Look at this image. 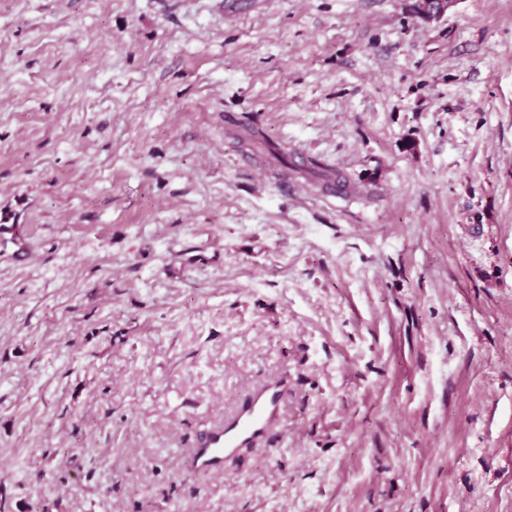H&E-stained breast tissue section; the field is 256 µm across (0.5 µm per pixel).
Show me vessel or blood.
I'll list each match as a JSON object with an SVG mask.
<instances>
[{
  "instance_id": "1",
  "label": "vessel or blood",
  "mask_w": 512,
  "mask_h": 512,
  "mask_svg": "<svg viewBox=\"0 0 512 512\" xmlns=\"http://www.w3.org/2000/svg\"><path fill=\"white\" fill-rule=\"evenodd\" d=\"M280 404L278 393L257 395L247 410L203 437L191 457V467L221 472L225 453L263 435L269 420L279 413Z\"/></svg>"
}]
</instances>
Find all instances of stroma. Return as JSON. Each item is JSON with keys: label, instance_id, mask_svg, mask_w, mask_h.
I'll list each match as a JSON object with an SVG mask.
<instances>
[{"label": "stroma", "instance_id": "obj_1", "mask_svg": "<svg viewBox=\"0 0 512 512\" xmlns=\"http://www.w3.org/2000/svg\"><path fill=\"white\" fill-rule=\"evenodd\" d=\"M239 2L0 0V512H512V0ZM264 149L272 155L283 170L291 173L303 174L312 184H321V189H329L331 186H336L339 192L346 191L348 186L346 181L335 171L325 166L318 161H311L309 166L297 167L293 165L290 160L288 161V152L275 148L271 143L266 141ZM280 404L277 392L257 395L250 407L228 420L224 428L210 431L203 437L191 457V467L221 473L224 454L263 435L269 420L279 413Z\"/></svg>", "mask_w": 512, "mask_h": 512}]
</instances>
